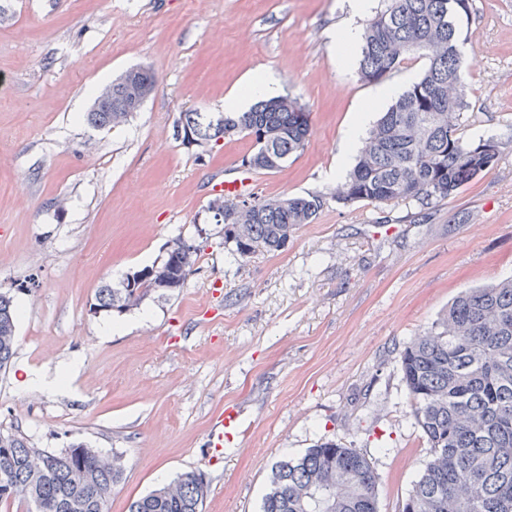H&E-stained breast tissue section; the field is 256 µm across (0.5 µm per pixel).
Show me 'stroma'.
I'll return each mask as SVG.
<instances>
[{
	"label": "stroma",
	"instance_id": "1",
	"mask_svg": "<svg viewBox=\"0 0 512 512\" xmlns=\"http://www.w3.org/2000/svg\"><path fill=\"white\" fill-rule=\"evenodd\" d=\"M349 20L367 22L348 0H0V289L19 308L0 433L121 457L108 512L188 472L203 512H259L274 464L322 438L365 454L378 512H400L422 469L400 354L462 291L512 278V0H473L460 23L465 137L505 148L430 209L334 196L352 116L389 106L359 78L360 43L332 44ZM135 66L153 94L88 126L97 88ZM259 70L309 109L302 151L268 172L241 167L243 136L183 144L182 113L223 111ZM244 177L252 198L326 204L283 250L237 259L208 206L212 180ZM179 237L204 247L183 288L91 312ZM228 406L247 431L216 458Z\"/></svg>",
	"mask_w": 512,
	"mask_h": 512
}]
</instances>
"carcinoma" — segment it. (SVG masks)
Instances as JSON below:
<instances>
[{
  "instance_id": "1",
  "label": "carcinoma",
  "mask_w": 512,
  "mask_h": 512,
  "mask_svg": "<svg viewBox=\"0 0 512 512\" xmlns=\"http://www.w3.org/2000/svg\"><path fill=\"white\" fill-rule=\"evenodd\" d=\"M365 24L358 75L380 82L410 54L427 61L422 76L395 100L369 130L355 165L335 193L342 203L409 200L422 208L446 201L502 153L493 138L465 139L459 111L464 55L460 22L472 0H384ZM157 84L145 67L103 86L85 122L97 129L128 119L136 95L150 96ZM183 142L201 146L244 134L252 149L241 164L275 171L303 150L310 112L288 94L258 100L246 112H185ZM325 205L318 194L224 201V245L245 259L282 250L301 224L312 223ZM200 246L178 245L148 277L130 286L105 284L91 307L121 313L151 292H173L192 271ZM17 310L10 291L0 290V370L10 363L16 342ZM402 378L415 424L430 448L422 472L405 502L416 512H512V279L469 289L458 296L431 330L401 352ZM0 448V503L30 505L29 512H107L122 473L104 470L97 451L76 444L58 453L34 448L8 434ZM132 500L127 512H203L208 483L185 474ZM376 475L368 459L336 440L314 444L272 470L260 512H378Z\"/></svg>"
}]
</instances>
